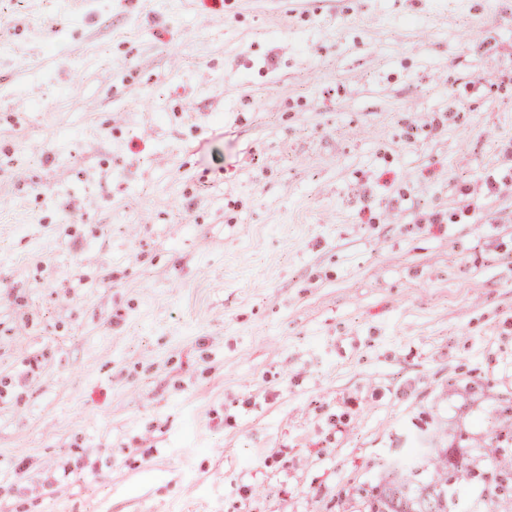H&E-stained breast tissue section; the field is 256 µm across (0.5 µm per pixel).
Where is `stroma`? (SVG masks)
<instances>
[{
	"label": "stroma",
	"mask_w": 512,
	"mask_h": 512,
	"mask_svg": "<svg viewBox=\"0 0 512 512\" xmlns=\"http://www.w3.org/2000/svg\"><path fill=\"white\" fill-rule=\"evenodd\" d=\"M0 512H362L512 428V0H0Z\"/></svg>",
	"instance_id": "stroma-1"
}]
</instances>
